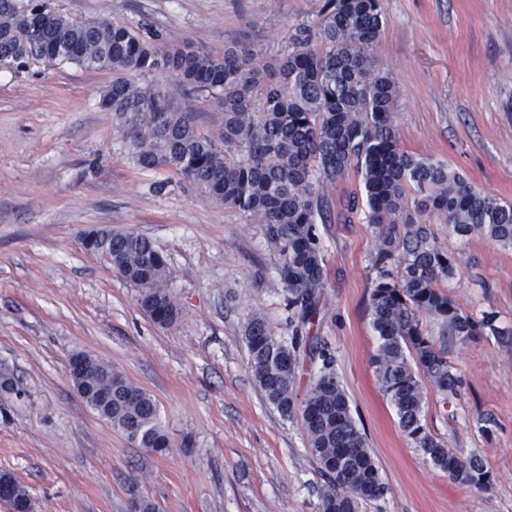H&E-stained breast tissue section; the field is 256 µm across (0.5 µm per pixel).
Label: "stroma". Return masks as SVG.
Here are the masks:
<instances>
[{"label": "stroma", "mask_w": 512, "mask_h": 512, "mask_svg": "<svg viewBox=\"0 0 512 512\" xmlns=\"http://www.w3.org/2000/svg\"><path fill=\"white\" fill-rule=\"evenodd\" d=\"M312 0H51L79 19L148 23L162 44L214 53L241 42L273 55L308 20ZM387 24L374 54L398 97L402 148L447 163L512 203V0H381ZM108 71L73 64L0 71V364L23 390L0 397V472L24 481L32 512H320L326 486L300 421L283 419L256 385L243 340L252 314L288 333L279 260L262 225L183 179L127 158L123 127L101 106ZM172 107L201 130L214 100L162 72ZM112 227L148 238L168 261L178 321L156 325L138 290L82 234ZM431 227L462 259L448 292L465 312L495 311L512 327V249ZM326 285L319 333L336 357L352 416L388 486L361 512H512V345L462 341L427 325L458 368V398L427 386L428 428L460 457L482 455L477 490L434 468L402 433L377 381L370 325V225L319 227ZM112 364L157 400L165 454L132 444L77 395L69 356Z\"/></svg>", "instance_id": "stroma-1"}]
</instances>
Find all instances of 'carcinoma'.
<instances>
[{
    "label": "carcinoma",
    "instance_id": "carcinoma-1",
    "mask_svg": "<svg viewBox=\"0 0 512 512\" xmlns=\"http://www.w3.org/2000/svg\"><path fill=\"white\" fill-rule=\"evenodd\" d=\"M311 14L315 24L298 26L288 49L267 57L243 44L218 54L188 43L161 49L143 24L72 19L49 0H0V70L23 74L70 63L112 72L101 105L127 125L132 162L143 171L176 172L201 194L264 226L267 247L279 257L289 335H272L254 314L244 341L266 401L302 423L327 481L320 512H359L361 503L387 492L351 417L335 355L311 332L325 288L318 225L363 218L375 237L368 309L380 388L414 447L450 479L482 490L489 476L484 459L458 457L427 427L423 381L446 403L458 396L461 379L423 317L463 341L495 336L511 344L512 329L499 328L493 311L477 317L457 306L444 284L461 276L459 258L437 241L427 218L442 220L462 240L477 234L512 247V204L447 164L401 148L397 89L372 54L387 24L380 0H313ZM157 70L217 100L220 124L200 130L195 113L172 109L160 86L135 81ZM351 171L360 188L348 191L334 212L325 189ZM83 247L119 261L121 274L142 290L140 307L154 323L177 321L180 311L165 286L167 260L150 240L111 229ZM307 362L313 372L301 400L299 372ZM73 382L128 440L155 452L168 448L156 399L124 374L94 368ZM5 391L21 393L13 372L0 366Z\"/></svg>",
    "mask_w": 512,
    "mask_h": 512
}]
</instances>
